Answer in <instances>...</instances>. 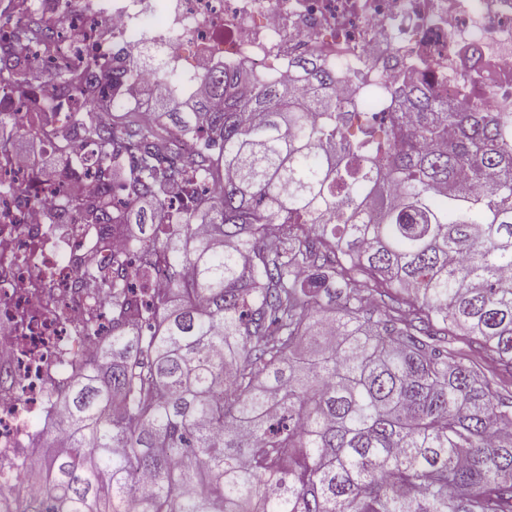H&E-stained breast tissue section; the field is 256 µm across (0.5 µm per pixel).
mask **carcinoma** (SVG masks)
<instances>
[{
	"label": "carcinoma",
	"mask_w": 512,
	"mask_h": 512,
	"mask_svg": "<svg viewBox=\"0 0 512 512\" xmlns=\"http://www.w3.org/2000/svg\"><path fill=\"white\" fill-rule=\"evenodd\" d=\"M61 25L12 23L0 119L69 105L85 152L54 143L58 174L100 191L75 219L56 191L44 221L123 226L134 250L112 258L92 369L54 401L67 449L40 459L47 501L14 512H512V391L485 363L512 374V114L410 85L413 123L377 125L302 63L301 96L215 70L156 97L174 137L104 128L85 114L141 65L85 55L40 93Z\"/></svg>",
	"instance_id": "obj_1"
}]
</instances>
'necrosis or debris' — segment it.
Masks as SVG:
<instances>
[{
    "instance_id": "obj_1",
    "label": "necrosis or debris",
    "mask_w": 512,
    "mask_h": 512,
    "mask_svg": "<svg viewBox=\"0 0 512 512\" xmlns=\"http://www.w3.org/2000/svg\"><path fill=\"white\" fill-rule=\"evenodd\" d=\"M63 14L51 63L39 83L51 89L59 67L75 62L81 35L101 66L138 58L151 47L183 76L201 78L209 65L248 68L284 83L296 62L338 71L334 95L358 98L368 115L391 111L387 95L413 84L458 112H512V0H46ZM35 168L0 152V476L19 482L23 465L58 422L47 396L69 375L62 362L84 366L99 338L89 321L107 327L106 290L87 268L130 252L124 229L109 238L77 229L47 245L44 191Z\"/></svg>"
}]
</instances>
